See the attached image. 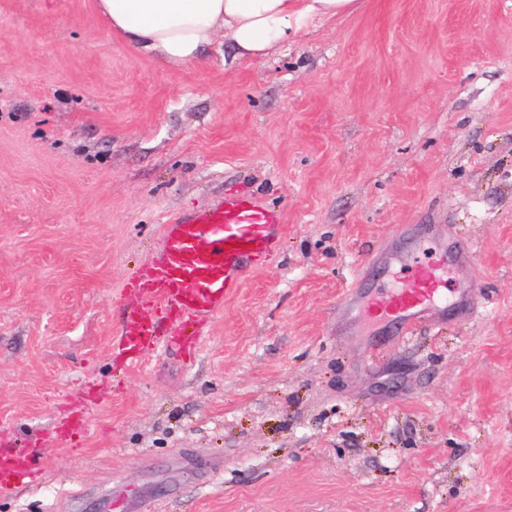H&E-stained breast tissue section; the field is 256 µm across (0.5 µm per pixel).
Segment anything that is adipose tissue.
<instances>
[{
  "instance_id": "obj_1",
  "label": "adipose tissue",
  "mask_w": 512,
  "mask_h": 512,
  "mask_svg": "<svg viewBox=\"0 0 512 512\" xmlns=\"http://www.w3.org/2000/svg\"><path fill=\"white\" fill-rule=\"evenodd\" d=\"M111 33L172 69L198 62L217 39L237 60L276 55L303 32L354 13L357 0H95Z\"/></svg>"
}]
</instances>
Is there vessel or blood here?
Listing matches in <instances>:
<instances>
[{
    "mask_svg": "<svg viewBox=\"0 0 512 512\" xmlns=\"http://www.w3.org/2000/svg\"><path fill=\"white\" fill-rule=\"evenodd\" d=\"M283 236L280 212L256 197L229 195L208 211L174 218L165 227L158 257L131 279L140 307L122 315L116 356L134 364L164 335L173 343L193 345L200 327L223 309L234 289L279 253ZM453 257L471 260L473 250L462 243L450 257L420 249L402 261L396 287L367 297L355 290L343 301L364 304L373 318L392 325L396 343L407 342L432 311L454 305L445 286ZM38 466L36 451L1 450L0 490H8L15 478L34 476Z\"/></svg>",
    "mask_w": 512,
    "mask_h": 512,
    "instance_id": "b4317fda",
    "label": "vessel or blood"
}]
</instances>
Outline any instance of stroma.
<instances>
[{
  "label": "stroma",
  "instance_id": "obj_1",
  "mask_svg": "<svg viewBox=\"0 0 512 512\" xmlns=\"http://www.w3.org/2000/svg\"><path fill=\"white\" fill-rule=\"evenodd\" d=\"M167 68L94 0H0V512H512V0H361L263 60ZM283 246L192 354L121 368L129 281L224 195ZM404 224L469 243L395 344L340 300ZM383 347L372 358L374 347ZM39 466L38 454L35 450L13 452L0 451V490L5 492L17 477H33Z\"/></svg>",
  "mask_w": 512,
  "mask_h": 512
}]
</instances>
